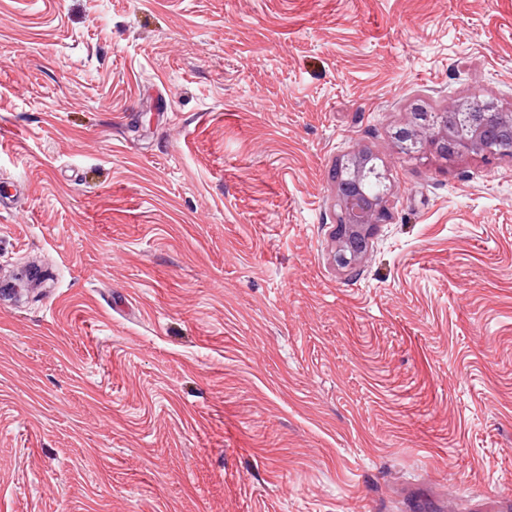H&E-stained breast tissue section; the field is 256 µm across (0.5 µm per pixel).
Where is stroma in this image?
I'll list each match as a JSON object with an SVG mask.
<instances>
[{
    "instance_id": "1",
    "label": "stroma",
    "mask_w": 512,
    "mask_h": 512,
    "mask_svg": "<svg viewBox=\"0 0 512 512\" xmlns=\"http://www.w3.org/2000/svg\"><path fill=\"white\" fill-rule=\"evenodd\" d=\"M474 96L512 0H0V512H512V156L395 138ZM367 156H360L354 163L351 179L352 191L340 186V203L343 212L337 225L340 246L336 252V262L341 267L354 265L366 251L371 233L376 224L386 221V207L382 200L367 195L360 187V180Z\"/></svg>"
}]
</instances>
